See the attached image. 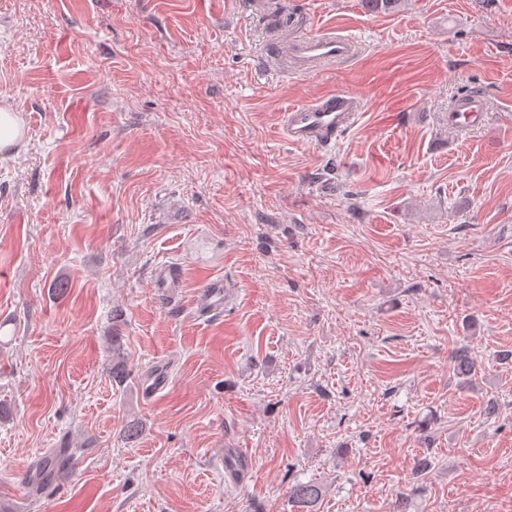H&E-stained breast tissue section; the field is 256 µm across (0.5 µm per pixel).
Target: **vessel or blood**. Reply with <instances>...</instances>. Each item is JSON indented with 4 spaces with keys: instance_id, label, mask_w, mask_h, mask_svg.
Segmentation results:
<instances>
[{
    "instance_id": "vessel-or-blood-1",
    "label": "vessel or blood",
    "mask_w": 512,
    "mask_h": 512,
    "mask_svg": "<svg viewBox=\"0 0 512 512\" xmlns=\"http://www.w3.org/2000/svg\"><path fill=\"white\" fill-rule=\"evenodd\" d=\"M292 61L301 72L315 70L321 64L351 57L355 44L348 38L329 34H314L292 39ZM360 112L356 97L346 92H330L280 115V128L284 138L293 144L317 143L330 145L338 132L351 126ZM485 101L471 94L455 100L448 108V123L453 127L482 125L485 119ZM224 283L208 281L199 291L196 306L207 312L221 307L225 301Z\"/></svg>"
}]
</instances>
